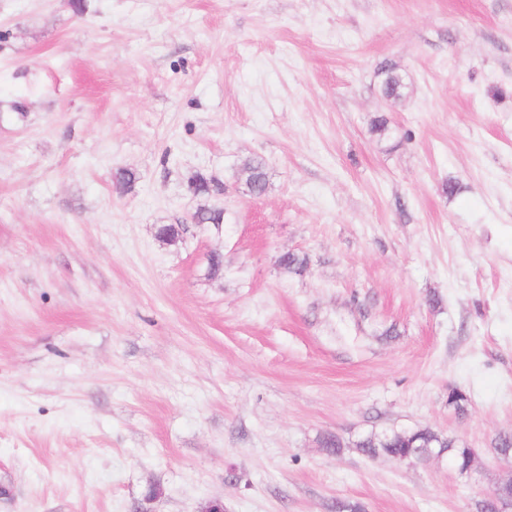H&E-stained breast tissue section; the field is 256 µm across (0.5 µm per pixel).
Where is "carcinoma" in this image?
Segmentation results:
<instances>
[{
	"mask_svg": "<svg viewBox=\"0 0 512 512\" xmlns=\"http://www.w3.org/2000/svg\"><path fill=\"white\" fill-rule=\"evenodd\" d=\"M405 83L403 77L391 68L383 71L382 92L390 100L397 102L404 96ZM244 187L249 195L256 190L263 192L268 189V175L265 161L260 157L253 158L244 168ZM197 223L219 227L224 224V210L201 207L195 212ZM279 266L289 272L300 273L306 266V259L287 252L279 257ZM364 455L368 457L387 456L393 458L410 450L438 448L451 460L454 466L466 465V447L458 440L436 432L430 428L415 430H390L372 433L356 443Z\"/></svg>",
	"mask_w": 512,
	"mask_h": 512,
	"instance_id": "cac0c4a2",
	"label": "carcinoma"
}]
</instances>
